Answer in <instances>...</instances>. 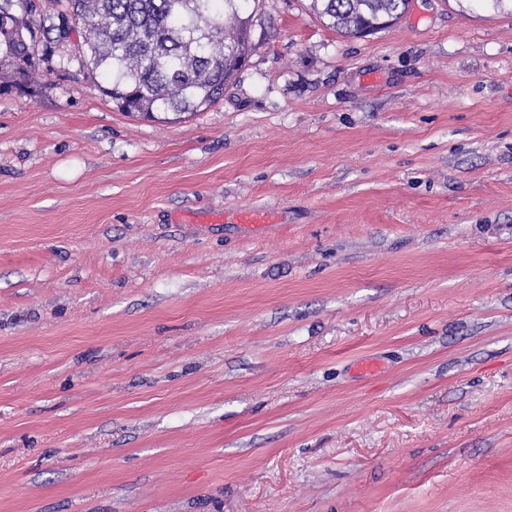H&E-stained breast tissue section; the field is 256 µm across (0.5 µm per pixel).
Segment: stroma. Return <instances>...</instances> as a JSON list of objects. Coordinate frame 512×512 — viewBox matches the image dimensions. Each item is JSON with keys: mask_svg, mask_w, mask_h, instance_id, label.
Masks as SVG:
<instances>
[{"mask_svg": "<svg viewBox=\"0 0 512 512\" xmlns=\"http://www.w3.org/2000/svg\"><path fill=\"white\" fill-rule=\"evenodd\" d=\"M307 5L176 122L0 94V512H512V10ZM310 7L323 24L340 34L364 36L394 24L408 0H311ZM367 31V34H363Z\"/></svg>", "mask_w": 512, "mask_h": 512, "instance_id": "35a3bbf8", "label": "stroma"}]
</instances>
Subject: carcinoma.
<instances>
[{
    "instance_id": "cac0c4a2",
    "label": "carcinoma",
    "mask_w": 512,
    "mask_h": 512,
    "mask_svg": "<svg viewBox=\"0 0 512 512\" xmlns=\"http://www.w3.org/2000/svg\"><path fill=\"white\" fill-rule=\"evenodd\" d=\"M260 0H68L70 14L44 30L84 78L125 112H196L224 96L255 49ZM408 0H311L323 24L361 36L394 24ZM29 0H0V92L32 97L43 62Z\"/></svg>"
}]
</instances>
